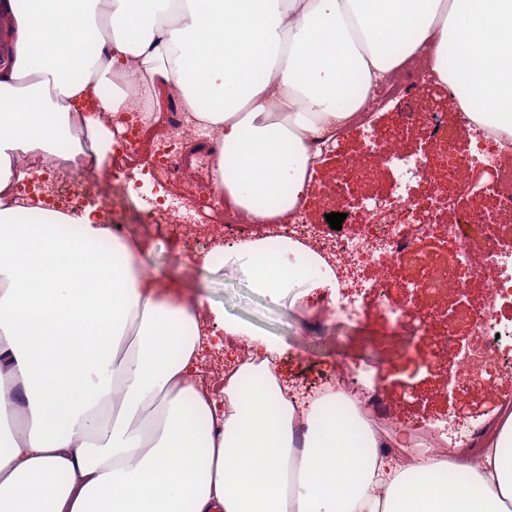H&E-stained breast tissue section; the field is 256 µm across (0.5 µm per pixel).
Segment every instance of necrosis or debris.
<instances>
[{
	"mask_svg": "<svg viewBox=\"0 0 512 512\" xmlns=\"http://www.w3.org/2000/svg\"><path fill=\"white\" fill-rule=\"evenodd\" d=\"M433 64L432 52H421L372 88L366 109H381L403 100L407 110L402 118L413 122L422 106L417 94L419 84L438 80ZM146 108L142 100L130 105L133 118L112 145L111 184L96 190L80 188V195L92 200L101 223L118 233L123 226L116 217L129 190L128 171L138 170L154 182L172 179L181 190L160 204L159 222L175 226L187 248L202 238L233 240L242 230L241 218L225 209L224 195L215 187L211 163L188 155L195 139L208 136V129L184 112L181 104H174L171 112L162 114L157 121ZM467 128L475 141L473 152L455 155L453 134L446 125L436 123L426 128L428 151L420 155L406 152L398 137H382L365 125H358L362 156L376 157L398 169L391 196L364 199L359 214L361 231L318 240L311 231L313 218L302 208L289 212L285 228H265L267 237L287 235L315 251L332 269L336 293L325 297L315 318L359 323L373 307L389 321L410 324L415 330L427 327V315L408 316L406 308L388 292L387 282L393 267L415 258L412 245L418 238L443 234L454 245L446 272L411 281L410 286L421 292L442 293L452 282L458 288H467L473 278L483 289L482 303L468 319L475 343L451 350L459 372L453 389L460 396L471 384H494L502 375L506 356L512 353V345L499 337L497 319L499 310L512 304V251L496 248L481 252L471 244L473 236L492 241L502 229L512 226V170L504 165L506 159L512 158V135L473 122ZM434 161L445 166L438 180L428 177ZM36 168L45 179L40 184L22 181L17 187L22 200L33 206L72 209V200L60 198L51 189L56 171L53 158L43 157ZM416 185L422 189L417 196L410 192ZM487 200L493 201V210L484 209ZM452 210L457 213L454 222H437L438 213Z\"/></svg>",
	"mask_w": 512,
	"mask_h": 512,
	"instance_id": "necrosis-or-debris-1",
	"label": "necrosis or debris"
}]
</instances>
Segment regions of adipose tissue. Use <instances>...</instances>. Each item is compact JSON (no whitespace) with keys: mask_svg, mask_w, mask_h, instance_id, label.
Returning <instances> with one entry per match:
<instances>
[{"mask_svg":"<svg viewBox=\"0 0 512 512\" xmlns=\"http://www.w3.org/2000/svg\"><path fill=\"white\" fill-rule=\"evenodd\" d=\"M0 512H512V411L480 452L429 466L380 456L343 391L297 409L282 349L225 320L257 361L223 400L190 377L203 301L146 275L140 242L91 216L14 199L21 156L105 169L111 115L177 90L217 133L224 204L287 218L311 179L309 137L333 138L371 87L424 48L471 120L512 135V0H0ZM94 98L97 113L79 104ZM236 260L271 303L334 276L309 248L251 238Z\"/></svg>","mask_w":512,"mask_h":512,"instance_id":"1","label":"adipose tissue"}]
</instances>
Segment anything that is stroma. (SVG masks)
Listing matches in <instances>:
<instances>
[{
  "mask_svg": "<svg viewBox=\"0 0 512 512\" xmlns=\"http://www.w3.org/2000/svg\"><path fill=\"white\" fill-rule=\"evenodd\" d=\"M401 110L397 103L378 110L375 119L378 135H398L407 150L423 151L424 120L402 124ZM359 149L358 138L349 136L328 153L316 170L307 208L317 219L315 230L319 236L327 238L334 234L320 207V186L335 181L345 161ZM369 169V175L355 189L353 197L341 203L340 210L346 215L342 224L344 234L360 230L353 221L359 197L365 194L386 197L394 188L396 173L392 166L375 159L370 161ZM169 188V183L164 181L146 184L142 196H131L121 214L124 236L143 245V268L158 277L175 278L186 294L222 308L226 318L282 345L284 351L278 362L287 385L321 386L333 374L338 360L351 361L356 365L358 382L379 392L383 404L395 413L397 427L403 429L421 427L451 414L480 425L493 417L501 403L512 401V377L500 380L492 394L481 385H473L461 400L440 389L438 380L421 363L441 349L445 334L442 323H434L423 335L415 336L393 325L373 307L358 325L320 322L303 304L270 305L234 267L206 265L204 251L178 250L176 230L156 223L147 204L148 198L164 194ZM421 275V269L411 264L397 265L391 272L389 291L412 311L437 312L434 298L422 293L410 294L405 287L406 282Z\"/></svg>",
  "mask_w": 512,
  "mask_h": 512,
  "instance_id": "1",
  "label": "stroma"
}]
</instances>
